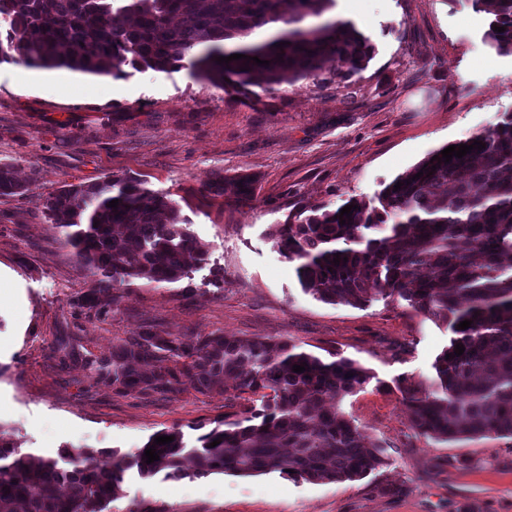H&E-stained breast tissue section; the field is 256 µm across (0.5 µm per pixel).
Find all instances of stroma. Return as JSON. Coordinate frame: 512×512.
<instances>
[{
    "mask_svg": "<svg viewBox=\"0 0 512 512\" xmlns=\"http://www.w3.org/2000/svg\"><path fill=\"white\" fill-rule=\"evenodd\" d=\"M331 14L368 38L367 67L324 87L279 86L256 106L227 101L186 66L130 68L115 89L95 74L39 69L23 91L0 65V162L23 185L0 197V267L17 283L0 307V424L23 450L128 453L171 428L191 444L200 426L241 410L230 390L123 395L100 380L91 361L148 325L161 335L287 340L371 374L339 403L386 449L385 465L363 479L210 475L183 479L168 500L163 476L131 475L112 512L144 500L175 512H512V437L443 442L410 428L402 390L434 382L450 328L400 299H315L271 238L288 214L372 200L431 153L512 115V55L489 46L490 17L472 0H336ZM238 174L256 176L252 201L204 189ZM112 176L167 195L208 260L177 283L117 285L123 299L102 316L82 307L90 279L44 203L63 185Z\"/></svg>",
    "mask_w": 512,
    "mask_h": 512,
    "instance_id": "35a3bbf8",
    "label": "stroma"
}]
</instances>
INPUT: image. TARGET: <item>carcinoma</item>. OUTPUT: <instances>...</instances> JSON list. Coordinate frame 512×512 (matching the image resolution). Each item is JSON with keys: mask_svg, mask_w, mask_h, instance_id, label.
<instances>
[{"mask_svg": "<svg viewBox=\"0 0 512 512\" xmlns=\"http://www.w3.org/2000/svg\"><path fill=\"white\" fill-rule=\"evenodd\" d=\"M336 0H0V64L124 75L123 67L165 72L191 56L195 79L228 99L261 102L252 88L272 91L304 80L326 85L364 70L372 46L349 21L328 19ZM492 16L485 38L512 53V0H473ZM284 28L265 40L252 34ZM503 27L498 32L494 27ZM285 46L278 47V44ZM244 54L227 64L219 56ZM249 66L243 71L241 67ZM485 143L449 162L427 157L397 176L377 204L351 200V214L312 209L287 217L275 234L280 253L296 266L302 289L329 304L364 306L400 298L453 336L437 357L432 388L403 390L410 427L442 441L512 437V115L464 140ZM436 170H431V167ZM423 173L417 178L415 174ZM401 189L394 190L397 183ZM251 175L210 181L236 201L253 198ZM13 166L0 163V197L19 192ZM118 201L115 208L111 201ZM79 265L92 276L82 306L93 309L115 285L131 279L175 283L207 261L176 206L131 176L91 185H64L45 203ZM394 222H388L389 217ZM345 224H340V220ZM339 263H333L334 259ZM471 321L461 330L458 324ZM464 353L454 355L455 345ZM452 357H447V354ZM176 366L147 370L156 360ZM305 367L302 373L293 366ZM101 380L124 395L166 394L185 383L198 391L226 388L250 394L249 405L226 415L187 449L183 433H155L135 452L105 453L103 462L68 469L25 452L0 425V512H105L122 493L126 473L166 479L210 474L277 473L310 482L354 481L385 464L383 447L346 418L325 408L363 388L370 374L339 353L331 359L288 341L233 336H159L152 328L112 346L96 363ZM172 436L159 445L154 437ZM218 440L215 447L210 443ZM152 447L159 459L144 458Z\"/></svg>", "mask_w": 512, "mask_h": 512, "instance_id": "carcinoma-1", "label": "carcinoma"}]
</instances>
